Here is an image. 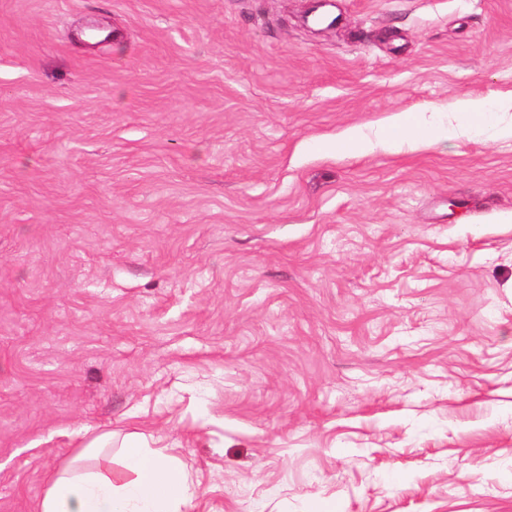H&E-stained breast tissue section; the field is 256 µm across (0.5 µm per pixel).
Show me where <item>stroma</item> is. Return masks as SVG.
I'll return each instance as SVG.
<instances>
[{
  "mask_svg": "<svg viewBox=\"0 0 512 512\" xmlns=\"http://www.w3.org/2000/svg\"><path fill=\"white\" fill-rule=\"evenodd\" d=\"M335 3L0 0V512L112 431L191 512H512V139L383 143L512 0Z\"/></svg>",
  "mask_w": 512,
  "mask_h": 512,
  "instance_id": "stroma-1",
  "label": "stroma"
}]
</instances>
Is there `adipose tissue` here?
I'll return each instance as SVG.
<instances>
[{
    "mask_svg": "<svg viewBox=\"0 0 512 512\" xmlns=\"http://www.w3.org/2000/svg\"><path fill=\"white\" fill-rule=\"evenodd\" d=\"M401 115L385 136L389 147L401 146L425 132L435 139L464 133ZM193 493L176 457L156 454L141 439L127 435L120 456L106 470L73 468L51 476L37 512H188Z\"/></svg>",
    "mask_w": 512,
    "mask_h": 512,
    "instance_id": "1",
    "label": "adipose tissue"
}]
</instances>
